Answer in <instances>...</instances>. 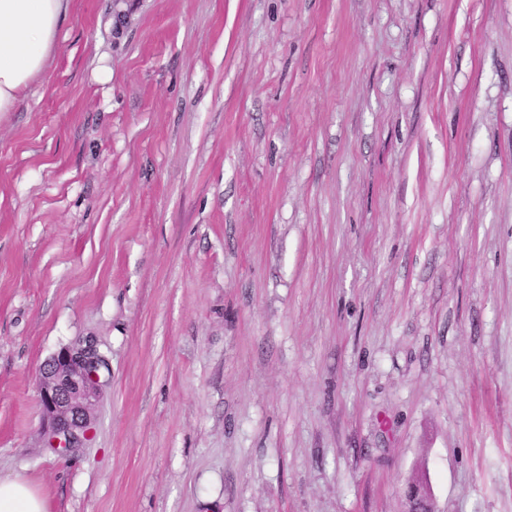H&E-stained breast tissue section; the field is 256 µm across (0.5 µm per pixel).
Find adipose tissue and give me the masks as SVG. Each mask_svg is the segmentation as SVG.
Listing matches in <instances>:
<instances>
[{"instance_id":"ef3b65f1","label":"adipose tissue","mask_w":512,"mask_h":512,"mask_svg":"<svg viewBox=\"0 0 512 512\" xmlns=\"http://www.w3.org/2000/svg\"><path fill=\"white\" fill-rule=\"evenodd\" d=\"M71 0H0V113L43 77L57 49ZM0 512H46L37 491L20 478L0 477Z\"/></svg>"}]
</instances>
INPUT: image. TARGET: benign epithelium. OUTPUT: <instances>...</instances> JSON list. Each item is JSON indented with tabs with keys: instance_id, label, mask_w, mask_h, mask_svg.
<instances>
[{
	"instance_id": "obj_1",
	"label": "benign epithelium",
	"mask_w": 512,
	"mask_h": 512,
	"mask_svg": "<svg viewBox=\"0 0 512 512\" xmlns=\"http://www.w3.org/2000/svg\"><path fill=\"white\" fill-rule=\"evenodd\" d=\"M104 362L97 349L86 344L63 347L41 366L37 385L46 447L65 453L88 440L102 398Z\"/></svg>"
}]
</instances>
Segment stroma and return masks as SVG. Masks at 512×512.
I'll return each mask as SVG.
<instances>
[{
	"instance_id": "1",
	"label": "stroma",
	"mask_w": 512,
	"mask_h": 512,
	"mask_svg": "<svg viewBox=\"0 0 512 512\" xmlns=\"http://www.w3.org/2000/svg\"><path fill=\"white\" fill-rule=\"evenodd\" d=\"M87 340L60 455L36 373ZM14 475L46 512H512V0H72L0 114ZM104 362L97 349L86 344L63 347L41 366L37 385L47 448L65 453L88 440L102 398Z\"/></svg>"
}]
</instances>
